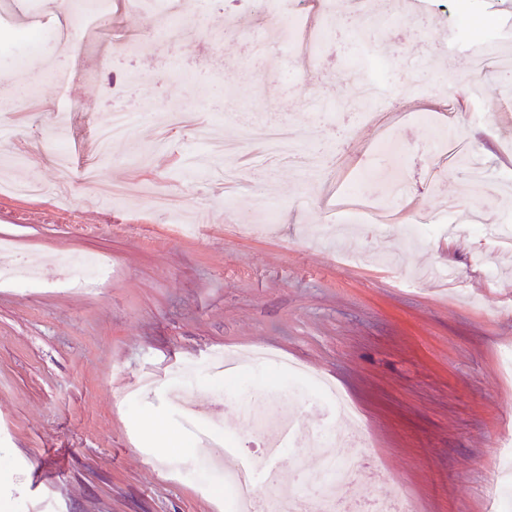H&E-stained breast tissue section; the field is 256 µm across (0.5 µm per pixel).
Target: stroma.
<instances>
[{"instance_id":"obj_1","label":"stroma","mask_w":512,"mask_h":512,"mask_svg":"<svg viewBox=\"0 0 512 512\" xmlns=\"http://www.w3.org/2000/svg\"><path fill=\"white\" fill-rule=\"evenodd\" d=\"M375 0H285L295 33L261 58L250 42L271 36L270 0H196L184 8L186 34L159 33L157 12L109 0L111 19L81 45H28L24 71L42 86L0 120L11 182L36 195L0 192V269L25 258L45 264L41 283L0 281V512H228L223 480L193 472L214 462L197 445L220 433L240 458L258 455L254 428L225 399L239 389L288 407L306 431L336 428L339 459L359 458L339 487L412 504L414 512H512V495L491 500V468L512 455V243L496 229L512 220V196L462 194L463 158L490 177L512 175V96L479 82L471 57L443 58L441 35L478 43L475 27L512 43V0H387L383 49L398 66V91L372 107L348 108L339 74L371 28ZM46 0H0V70L11 67L30 17ZM240 20L244 38L213 50L200 18ZM325 42L312 55L317 33ZM190 72L171 76L172 63ZM148 80L128 86L127 73ZM227 88L231 106L212 101ZM497 110L472 120L485 104ZM145 101L186 113L191 129L146 112L101 155L96 128ZM69 110L58 132L51 115ZM459 138L436 146L421 115ZM312 130L304 163H272L247 126ZM67 168L53 160L57 148ZM245 171L234 191L224 165ZM148 185L129 201L105 202L81 180ZM179 195L192 233L156 215L151 191ZM390 212L375 229L349 215L356 261L343 258L332 228L352 193ZM274 203L270 232L244 235L256 199ZM423 211L434 224L412 234ZM98 254L107 280L63 288L61 258ZM264 348L305 366L360 413L331 418L304 379L273 364L240 375L213 372L224 349Z\"/></svg>"}]
</instances>
